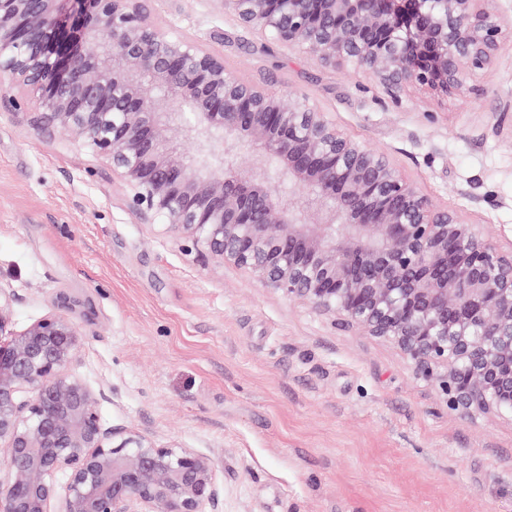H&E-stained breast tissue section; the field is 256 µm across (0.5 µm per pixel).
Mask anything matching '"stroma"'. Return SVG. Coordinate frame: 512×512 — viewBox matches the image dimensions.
Instances as JSON below:
<instances>
[{
	"label": "stroma",
	"mask_w": 512,
	"mask_h": 512,
	"mask_svg": "<svg viewBox=\"0 0 512 512\" xmlns=\"http://www.w3.org/2000/svg\"><path fill=\"white\" fill-rule=\"evenodd\" d=\"M154 22L243 79L307 98L441 207L512 248V51L471 89L393 103L243 29L221 0H141ZM0 103V286L23 329L56 311L81 332L72 370L105 427L214 458L210 512H512V416L448 409L394 345L334 325L232 264L141 223L86 147L37 136Z\"/></svg>",
	"instance_id": "35a3bbf8"
}]
</instances>
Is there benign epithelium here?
I'll use <instances>...</instances> for the list:
<instances>
[{
    "instance_id": "obj_1",
    "label": "benign epithelium",
    "mask_w": 512,
    "mask_h": 512,
    "mask_svg": "<svg viewBox=\"0 0 512 512\" xmlns=\"http://www.w3.org/2000/svg\"><path fill=\"white\" fill-rule=\"evenodd\" d=\"M222 2L245 29L353 63L395 100L462 90L512 49L496 0ZM0 75L35 101L33 131L89 148L143 223L398 347L449 409L512 414V253L308 99L170 37L140 0H0ZM241 150L254 171L230 166ZM13 304L0 287V512H206L216 461L104 427V390L72 372L77 325L49 312L18 331Z\"/></svg>"
}]
</instances>
